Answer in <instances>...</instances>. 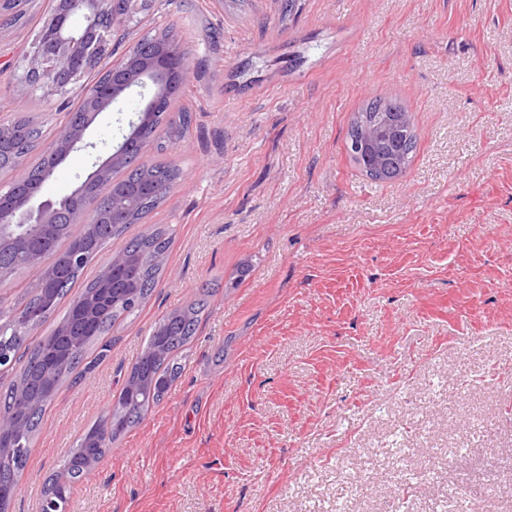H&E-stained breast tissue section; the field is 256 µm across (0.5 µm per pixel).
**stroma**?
<instances>
[{
  "label": "stroma",
  "instance_id": "obj_1",
  "mask_svg": "<svg viewBox=\"0 0 512 512\" xmlns=\"http://www.w3.org/2000/svg\"><path fill=\"white\" fill-rule=\"evenodd\" d=\"M282 3L152 0L112 45L115 61L171 25L191 50L190 129L147 153L185 177L126 232L163 224L172 244L109 356L44 413L10 512H39L155 321L202 296L177 379L68 512H444L449 488L512 479V0H296L286 21ZM20 11L0 27V114L36 116L48 142L63 98L23 74L50 2ZM387 96L418 145L376 183L345 138ZM140 106L99 116L95 152L41 198L69 195Z\"/></svg>",
  "mask_w": 512,
  "mask_h": 512
}]
</instances>
